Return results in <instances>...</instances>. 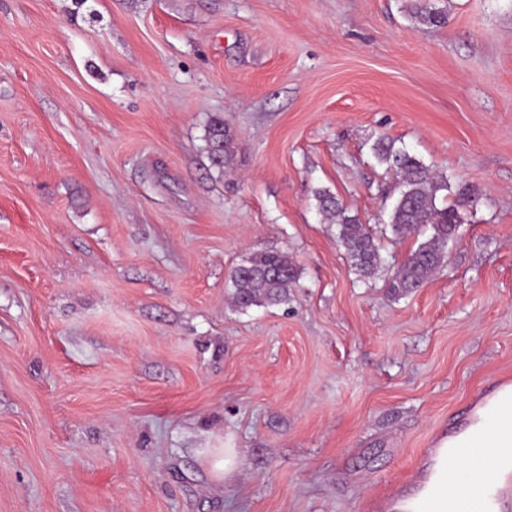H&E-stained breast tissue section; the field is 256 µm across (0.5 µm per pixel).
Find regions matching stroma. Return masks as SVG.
Wrapping results in <instances>:
<instances>
[{"label": "stroma", "mask_w": 512, "mask_h": 512, "mask_svg": "<svg viewBox=\"0 0 512 512\" xmlns=\"http://www.w3.org/2000/svg\"><path fill=\"white\" fill-rule=\"evenodd\" d=\"M435 3L0 0V512H385L512 379V0ZM382 137L477 197L400 299ZM263 250L300 277L235 309ZM207 148L213 165L223 168L224 161L231 157L234 148L231 135L224 129L223 119L215 118L210 122ZM316 201L323 220L336 224L339 242L359 275L363 278L376 275L381 266V255L373 229L362 224L357 216L349 215L329 190L317 191ZM209 462L217 479H227L238 466L239 451L236 448H214L209 455Z\"/></svg>", "instance_id": "35a3bbf8"}]
</instances>
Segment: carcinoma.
Listing matches in <instances>:
<instances>
[{
    "label": "carcinoma",
    "mask_w": 512,
    "mask_h": 512,
    "mask_svg": "<svg viewBox=\"0 0 512 512\" xmlns=\"http://www.w3.org/2000/svg\"><path fill=\"white\" fill-rule=\"evenodd\" d=\"M414 15L429 26L446 23L445 12L430 5V0H420ZM207 148L213 165L224 167V161L233 152V140L224 129V120L215 118L210 122ZM372 151L377 162L393 172L401 183L388 222L391 236L405 239L422 225L430 228L429 237L407 254L388 281L391 296L403 298L420 288L443 263L449 242L457 238L456 225L463 223L460 209L473 205L476 197L463 191L453 205L445 200L440 202L438 194L448 190L447 176L430 171L419 158L395 147L391 141L377 140ZM316 201L323 220L336 225L339 242L359 275L363 278L376 275L381 255L373 229L348 214L326 189L316 192ZM298 277L299 271L288 252H255L232 272L233 302L240 310L284 302L288 299V288Z\"/></svg>",
    "instance_id": "cac0c4a2"
}]
</instances>
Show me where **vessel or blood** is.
Masks as SVG:
<instances>
[{
  "label": "vessel or blood",
  "mask_w": 512,
  "mask_h": 512,
  "mask_svg": "<svg viewBox=\"0 0 512 512\" xmlns=\"http://www.w3.org/2000/svg\"><path fill=\"white\" fill-rule=\"evenodd\" d=\"M486 410L476 416L482 435L449 437L447 447L427 449L415 483L429 486L440 476L444 486L426 504L427 512H512V397L481 395ZM451 454L465 460L464 472L440 470V459Z\"/></svg>",
  "instance_id": "b4317fda"
}]
</instances>
